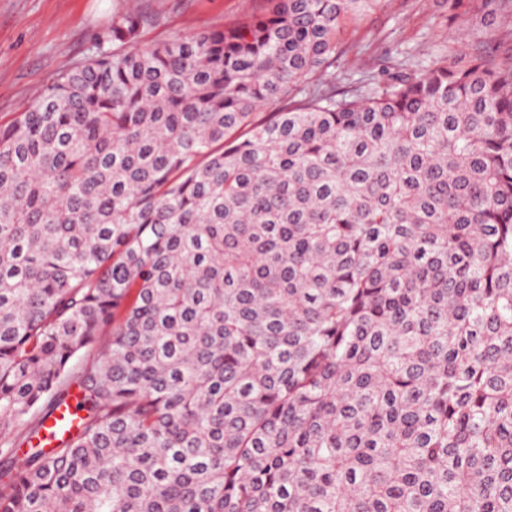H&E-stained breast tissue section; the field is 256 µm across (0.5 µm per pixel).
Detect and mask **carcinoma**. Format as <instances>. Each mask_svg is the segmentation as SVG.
<instances>
[{
    "mask_svg": "<svg viewBox=\"0 0 512 512\" xmlns=\"http://www.w3.org/2000/svg\"><path fill=\"white\" fill-rule=\"evenodd\" d=\"M266 2L0 123V512H512V45L338 94L369 0Z\"/></svg>",
    "mask_w": 512,
    "mask_h": 512,
    "instance_id": "cac0c4a2",
    "label": "carcinoma"
}]
</instances>
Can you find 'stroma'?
Listing matches in <instances>:
<instances>
[{"mask_svg": "<svg viewBox=\"0 0 512 512\" xmlns=\"http://www.w3.org/2000/svg\"><path fill=\"white\" fill-rule=\"evenodd\" d=\"M266 0H0V121L26 111L59 71L82 62L114 13L130 8L150 23L145 43L169 40L220 25H233ZM512 42V28L498 19L449 18L445 0H372L341 35L343 53L332 66L337 89L381 70L412 73L430 55L476 52Z\"/></svg>", "mask_w": 512, "mask_h": 512, "instance_id": "obj_1", "label": "stroma"}]
</instances>
